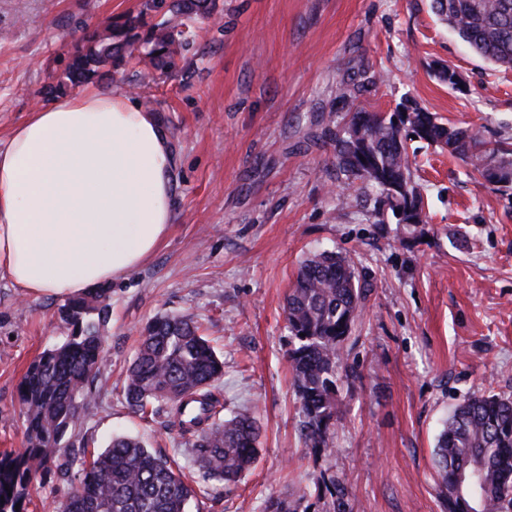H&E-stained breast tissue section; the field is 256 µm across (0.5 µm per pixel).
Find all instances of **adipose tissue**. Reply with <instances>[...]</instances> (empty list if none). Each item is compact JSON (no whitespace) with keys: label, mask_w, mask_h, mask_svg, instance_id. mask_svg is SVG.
Instances as JSON below:
<instances>
[{"label":"adipose tissue","mask_w":512,"mask_h":512,"mask_svg":"<svg viewBox=\"0 0 512 512\" xmlns=\"http://www.w3.org/2000/svg\"><path fill=\"white\" fill-rule=\"evenodd\" d=\"M175 166L162 124L126 94L31 110L0 144V280L76 297L136 270L173 222Z\"/></svg>","instance_id":"adipose-tissue-1"}]
</instances>
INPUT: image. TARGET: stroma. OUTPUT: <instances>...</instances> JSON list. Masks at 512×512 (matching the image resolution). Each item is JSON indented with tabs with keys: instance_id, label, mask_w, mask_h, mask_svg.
<instances>
[{
	"instance_id": "stroma-1",
	"label": "stroma",
	"mask_w": 512,
	"mask_h": 512,
	"mask_svg": "<svg viewBox=\"0 0 512 512\" xmlns=\"http://www.w3.org/2000/svg\"><path fill=\"white\" fill-rule=\"evenodd\" d=\"M142 0H0V141L40 89L64 80L65 46L84 27L137 13ZM180 72H115L95 88L128 92L165 126L177 155L170 233L139 268L113 282L109 363L80 435L89 451L117 434L142 437L194 480L192 512H265L270 498L328 500L330 477L351 487L346 512H446L433 450L444 420L470 395L512 396V190L472 179L465 165L413 141V177L428 204L424 238L392 224L336 180L327 133L351 101L336 97L350 68L385 80L361 93L373 112L418 104L512 137V70L479 58L429 0H215ZM447 63L449 87L434 75ZM350 253L369 292L345 343L359 380L341 388L331 458L307 449L288 363L285 295L300 261ZM62 301L19 296L0 280V453L19 452V384L61 343ZM194 316L224 361L214 393L225 413L261 427L254 467L230 488L195 477L191 438L165 416L143 419L125 400L126 370L147 322Z\"/></svg>"
}]
</instances>
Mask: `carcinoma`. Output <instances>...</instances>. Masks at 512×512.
<instances>
[{
    "mask_svg": "<svg viewBox=\"0 0 512 512\" xmlns=\"http://www.w3.org/2000/svg\"><path fill=\"white\" fill-rule=\"evenodd\" d=\"M214 8V0H142L137 15L110 18L72 45L66 78L82 84L128 67L172 73L195 42V20ZM430 9L476 55L512 69V0H430ZM382 81V73L364 69L339 91L354 98ZM411 135L463 161L493 189H512V144L490 147L478 131L445 123L416 105L389 114L357 105L336 129L334 156L344 185L377 189L375 223L397 213L412 239L428 224L413 179ZM365 298L353 258L323 250L300 262L284 300L296 340L289 364L301 434L307 447L327 456L339 387L350 376L344 343ZM109 314L102 289L60 306L59 318L71 331L33 360L20 382L25 446L0 455V512H25L38 478L53 468L68 485L59 512H187L191 487L167 457L140 439L116 436L87 462L66 441L95 403L107 363L103 332ZM223 376L224 361L192 317L160 316L144 329L124 395L132 410L164 415L194 437L193 466L224 488L254 466L259 426L248 413L221 416L224 406L212 387ZM433 458L448 512H512V398L483 394L463 400L440 431ZM348 494L345 481L331 479V512H343ZM303 499H272L266 512H298Z\"/></svg>",
    "mask_w": 512,
    "mask_h": 512,
    "instance_id": "1",
    "label": "carcinoma"
}]
</instances>
